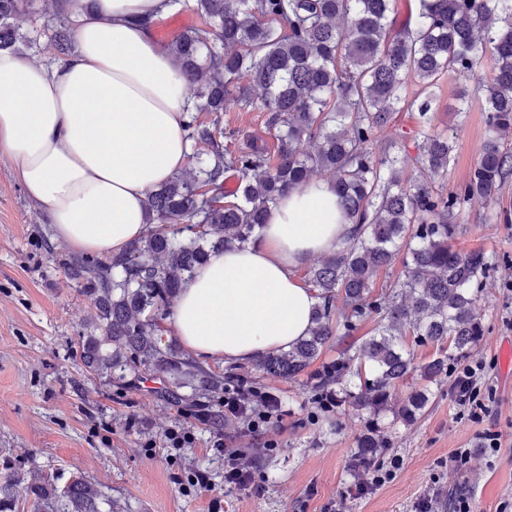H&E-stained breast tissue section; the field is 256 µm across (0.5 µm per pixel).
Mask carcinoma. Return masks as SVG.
Returning a JSON list of instances; mask_svg holds the SVG:
<instances>
[{
    "instance_id": "carcinoma-1",
    "label": "carcinoma",
    "mask_w": 512,
    "mask_h": 512,
    "mask_svg": "<svg viewBox=\"0 0 512 512\" xmlns=\"http://www.w3.org/2000/svg\"><path fill=\"white\" fill-rule=\"evenodd\" d=\"M32 7V0H0V52L28 42L16 20ZM195 13L203 25L184 27L166 48L190 90L187 139L197 171L150 193L147 229L128 250L64 263L101 330L82 338V361L119 380L148 372L161 396L178 404L183 389L224 390L228 377L162 342L170 302L212 253L254 243L278 200L323 171L354 234L309 273L318 298L309 335L261 357L254 370L310 376L317 408L330 391L336 407L366 411L354 453L353 474L361 478L392 447L390 429L421 417L429 385L446 382L484 335L475 306L492 264L484 250L460 251L453 241L462 207L495 200L512 178V0H417L405 19L397 0H195ZM57 15L64 61L71 29L69 17ZM488 59L493 75L476 88L488 128L480 160L467 182L436 191L431 180L448 174L453 141L432 129L434 89L446 74L473 77ZM410 79L419 86L411 97ZM257 89L277 141L274 164L264 144L233 153L220 142L224 113L252 108ZM402 111L416 114L422 139L418 175L406 183L390 148H377L378 133ZM228 170L239 173L234 202L225 201ZM402 250V276L374 294L378 274ZM372 315V336L318 363L331 341ZM409 333L418 345L436 346L430 360L415 362L402 343ZM411 375L422 389L397 398L398 382ZM21 498L33 512H102L101 492L81 476L62 488L50 479L1 477L0 512H16Z\"/></svg>"
}]
</instances>
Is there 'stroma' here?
Instances as JSON below:
<instances>
[{
	"label": "stroma",
	"instance_id": "35a3bbf8",
	"mask_svg": "<svg viewBox=\"0 0 512 512\" xmlns=\"http://www.w3.org/2000/svg\"><path fill=\"white\" fill-rule=\"evenodd\" d=\"M35 13L19 23L33 43L26 53L51 69L59 61L51 40V0H36ZM464 82L443 77L435 90L433 128L455 136V150L436 190L455 189L477 164L487 136L481 99L457 117L456 96ZM412 113H395L381 142L404 158V178L416 177L418 153ZM272 136L261 106L224 115L222 142L243 150ZM456 242L484 249L494 261L476 305L485 335L474 358L491 367L497 388L494 421L502 434L498 459L477 448L479 424L459 417L451 383L436 390L415 424L397 426L387 457L397 458L396 477L379 489L353 496L351 467L362 415L349 409L315 412L304 381L255 376L253 384L275 398V416L263 433H243L239 419L225 415L223 397L185 406L160 397V383L147 379L130 387L88 372L81 359L91 301L64 273L72 255L56 239L41 204L30 199L11 163L0 157V476L12 472L32 481L50 477L57 485L83 476L106 499L128 512H325L336 499L347 512H412L433 495L446 512L460 492L470 493L474 512H497L512 498V373H504L499 349L512 339L503 320L512 314V181L491 203L467 205ZM223 416V425L210 421ZM179 430L193 441L173 447ZM471 449L466 465L454 467V449ZM239 452L257 466L261 490L244 493L224 483V456ZM206 470L211 484L190 485L187 477Z\"/></svg>",
	"mask_w": 512,
	"mask_h": 512
}]
</instances>
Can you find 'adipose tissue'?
<instances>
[{"mask_svg":"<svg viewBox=\"0 0 512 512\" xmlns=\"http://www.w3.org/2000/svg\"><path fill=\"white\" fill-rule=\"evenodd\" d=\"M166 12L163 0H95L72 17L77 53L51 71L0 53V154L74 252L128 249L149 222L150 191L189 165L187 84L148 26ZM353 230L331 182L289 190L258 243L213 253L184 281L166 334L234 364L290 349L317 303L296 268Z\"/></svg>","mask_w":512,"mask_h":512,"instance_id":"adipose-tissue-1","label":"adipose tissue"}]
</instances>
